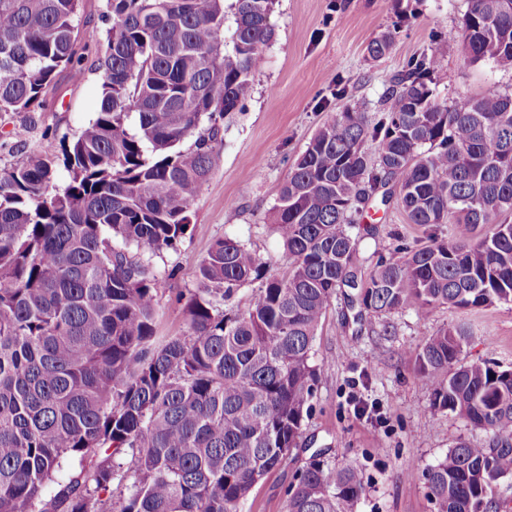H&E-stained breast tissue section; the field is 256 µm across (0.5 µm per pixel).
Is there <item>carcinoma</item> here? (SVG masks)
<instances>
[{"label":"carcinoma","mask_w":512,"mask_h":512,"mask_svg":"<svg viewBox=\"0 0 512 512\" xmlns=\"http://www.w3.org/2000/svg\"><path fill=\"white\" fill-rule=\"evenodd\" d=\"M82 2L0 0V113L43 108L59 71L83 73L79 50L104 47L100 106L62 144L65 179L43 155L0 171V512H239L297 447L337 290L356 291L362 321L512 303V89L438 101L433 34L389 80L376 123L346 106L293 163L272 216L285 270L215 241L186 334L160 340L151 258L192 223L277 0H103L93 30ZM461 38L471 62L512 68V0H466ZM394 198L412 224L471 236L406 244L365 280L353 228ZM256 280L247 309L225 313ZM469 338L450 324L415 352L433 407L487 434L423 471L437 512H497L512 478V370L463 361ZM362 493L353 465L312 462L288 512H354Z\"/></svg>","instance_id":"obj_1"}]
</instances>
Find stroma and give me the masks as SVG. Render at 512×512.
Wrapping results in <instances>:
<instances>
[{"label": "stroma", "mask_w": 512, "mask_h": 512, "mask_svg": "<svg viewBox=\"0 0 512 512\" xmlns=\"http://www.w3.org/2000/svg\"><path fill=\"white\" fill-rule=\"evenodd\" d=\"M465 10V0H279L274 37L243 110L224 118V144L193 205L190 229L177 250L152 259L159 337L186 333L181 298L195 288V270L216 240H241L270 270L283 268L270 213L292 161L344 106L360 107L378 120L388 78L427 51L432 34L445 35L438 100L512 87L511 68L468 59L461 40ZM389 30L395 34L389 53L370 59L367 44ZM101 54V46L89 47L82 79L66 70L57 76L24 138L12 134L17 116L0 115V168L38 153L60 154L62 141L94 118ZM356 235L366 276L378 258L393 257L399 242H429L428 229L409 223L395 203L370 209ZM358 311L348 289L338 290L316 332L317 380L298 446L257 485L240 512H287L285 490L294 473L318 458L359 467L364 493L356 512H435L423 471L457 439H485L484 431L432 408L412 352L438 329L463 319L472 327L464 359L512 370V303L471 311L407 309L368 325ZM353 380L379 404L386 423L355 415L347 402ZM407 470L413 478H404Z\"/></svg>", "instance_id": "stroma-1"}]
</instances>
